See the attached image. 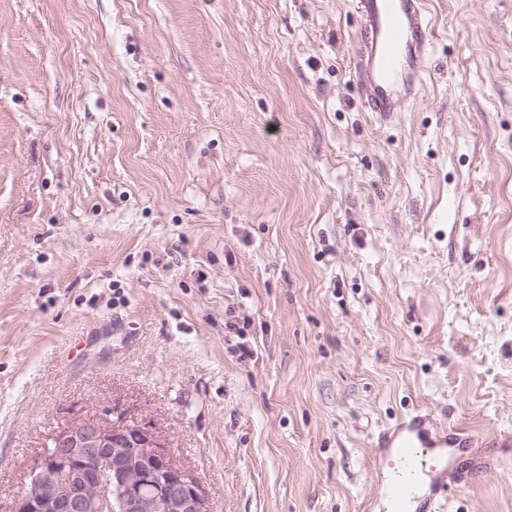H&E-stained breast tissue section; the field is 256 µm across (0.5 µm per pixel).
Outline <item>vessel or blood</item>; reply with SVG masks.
Wrapping results in <instances>:
<instances>
[{"label":"vessel or blood","instance_id":"vessel-or-blood-1","mask_svg":"<svg viewBox=\"0 0 512 512\" xmlns=\"http://www.w3.org/2000/svg\"><path fill=\"white\" fill-rule=\"evenodd\" d=\"M366 49V104L372 112L395 111L402 93L414 91L427 71L431 21L425 0H353ZM476 460L472 476L490 459L486 445L468 431L443 429L430 415L404 422L383 435L374 460L377 487L369 512H433L438 497L458 482L463 458Z\"/></svg>","mask_w":512,"mask_h":512}]
</instances>
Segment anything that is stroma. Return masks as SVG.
<instances>
[{
	"instance_id": "35a3bbf8",
	"label": "stroma",
	"mask_w": 512,
	"mask_h": 512,
	"mask_svg": "<svg viewBox=\"0 0 512 512\" xmlns=\"http://www.w3.org/2000/svg\"><path fill=\"white\" fill-rule=\"evenodd\" d=\"M427 7L370 112L352 0H0V512L77 418L212 512H365L420 412L512 439V0ZM503 456L438 512H512Z\"/></svg>"
}]
</instances>
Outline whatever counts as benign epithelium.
Segmentation results:
<instances>
[{
	"mask_svg": "<svg viewBox=\"0 0 512 512\" xmlns=\"http://www.w3.org/2000/svg\"><path fill=\"white\" fill-rule=\"evenodd\" d=\"M10 512H211L150 428L74 419L49 436Z\"/></svg>",
	"mask_w": 512,
	"mask_h": 512,
	"instance_id": "obj_1",
	"label": "benign epithelium"
}]
</instances>
